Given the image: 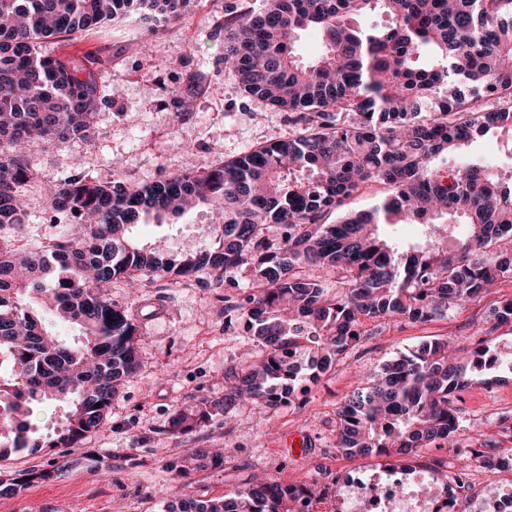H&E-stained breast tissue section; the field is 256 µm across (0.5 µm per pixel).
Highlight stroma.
Wrapping results in <instances>:
<instances>
[{
  "label": "stroma",
  "instance_id": "1",
  "mask_svg": "<svg viewBox=\"0 0 512 512\" xmlns=\"http://www.w3.org/2000/svg\"><path fill=\"white\" fill-rule=\"evenodd\" d=\"M223 20L224 0H191L183 21L157 34L132 16L50 43L54 54L102 65L106 103L87 138L62 148L46 144L34 153L36 179L28 191L24 241L51 235L43 185L67 174L70 156H81L99 180L117 171L126 183L138 185L173 170L204 171L294 132L288 112L245 96L225 70ZM188 72L199 78L191 89L184 82ZM177 91L192 92L193 111L177 114L172 103ZM209 222L201 207L176 220L140 225L137 235L148 241L165 237L193 252L204 246ZM111 294L130 308L144 297L156 308L142 326L145 344L136 373L120 387L103 426L82 449L45 448L0 460L3 480L28 468L54 473L17 494L0 495V512H167L179 495L207 500L237 490L255 475L312 486L318 512H334L339 475L404 462L398 455L348 457L336 446V409L366 374L437 339L468 350L482 344L494 354L512 351V326L494 327L492 318L498 301L512 295V281L506 280L425 323H367V336L300 400L277 408L245 404L228 423L176 437L169 432L176 411L199 398L223 395L225 370L255 344L241 323L225 322L222 291L206 278L174 287L158 278L138 296L117 282ZM481 325L491 327V334L476 336ZM455 406L462 435L475 437L484 455L497 459L512 452V437L500 428L501 417L512 416L511 376L466 387L456 394ZM294 432L307 436L304 453L287 446ZM191 448L221 449L224 462L177 477L172 466Z\"/></svg>",
  "mask_w": 512,
  "mask_h": 512
}]
</instances>
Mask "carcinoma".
<instances>
[{
    "mask_svg": "<svg viewBox=\"0 0 512 512\" xmlns=\"http://www.w3.org/2000/svg\"><path fill=\"white\" fill-rule=\"evenodd\" d=\"M190 0H0V458L28 448H78L106 418L119 386L137 369L139 313L112 301V281L162 277L176 285L206 273L211 286L251 290L224 297V318L244 320L258 348L224 372V395L177 413L187 434L240 402L277 407L318 382L366 335L374 319L426 322L512 279V167L473 163L439 170L434 157L460 153L478 137L507 134L512 152V0H245L224 4V67L246 96L297 115L286 138L207 171H175L127 187L102 182L73 161L48 188L61 230L45 245H17L34 178L33 148L87 136L104 71L46 50L45 43L137 14L180 19ZM380 12L389 25L363 27ZM320 43L305 62V33ZM374 184L393 197L370 212L327 217ZM197 206L217 216L209 247L177 253L141 243L131 229L179 218ZM412 225L399 243L385 226ZM336 273L328 296L325 270ZM51 311L77 326L61 339L42 322ZM512 323V299L493 310ZM458 345L435 340L366 377L337 408V448L350 456L402 457L436 442L462 443L454 394L468 387L453 362ZM65 407L66 427L38 443L37 407ZM100 407H95V404ZM221 464L192 448L173 469ZM52 471L24 470L0 493L19 492ZM306 484L256 481L212 500L183 498L167 512H306Z\"/></svg>",
    "mask_w": 512,
    "mask_h": 512,
    "instance_id": "cac0c4a2",
    "label": "carcinoma"
}]
</instances>
